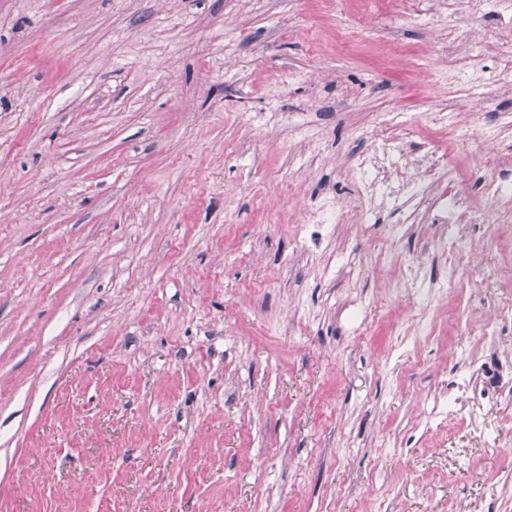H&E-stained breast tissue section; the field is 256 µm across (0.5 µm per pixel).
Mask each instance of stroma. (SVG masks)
<instances>
[{"label":"stroma","mask_w":512,"mask_h":512,"mask_svg":"<svg viewBox=\"0 0 512 512\" xmlns=\"http://www.w3.org/2000/svg\"><path fill=\"white\" fill-rule=\"evenodd\" d=\"M511 58L512 0H0V512H501L512 400L422 421L512 299ZM381 114L467 251L354 208ZM414 147L416 155L422 161H426L424 172L428 176L435 177L441 171L447 170V164H445L444 161L440 159V157H436L437 152L434 149V145H432L430 142H416ZM433 206L434 211L429 218L431 224H461L468 209L467 199L462 197L458 198L457 210L453 212H448V204L445 201H440Z\"/></svg>","instance_id":"obj_1"}]
</instances>
